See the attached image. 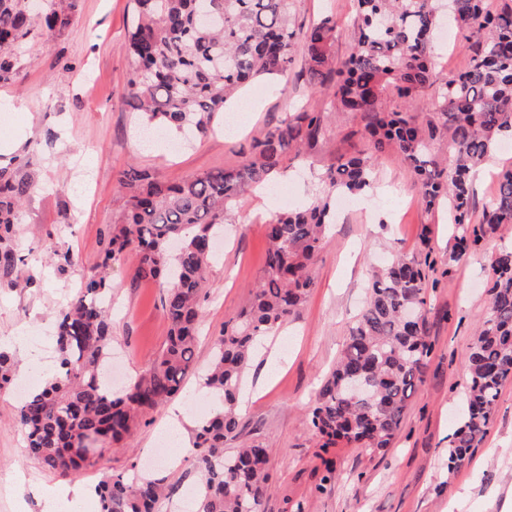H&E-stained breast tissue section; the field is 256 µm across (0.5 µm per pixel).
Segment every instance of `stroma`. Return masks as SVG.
<instances>
[{
  "mask_svg": "<svg viewBox=\"0 0 512 512\" xmlns=\"http://www.w3.org/2000/svg\"><path fill=\"white\" fill-rule=\"evenodd\" d=\"M296 21L333 15L340 20L336 57L355 46L354 0H290ZM132 0H79L64 33L28 42L17 50L23 66L0 83V102L22 104L0 112V143L18 130L19 149L0 153V163L26 155L35 188L22 206L15 248L25 273L21 289L0 281V336L37 337L43 357L54 358V318L100 263L107 236L121 219L119 177L134 167L161 182H174L217 168H236L253 139L274 129L285 114L326 110L328 133L285 162L265 205L254 188L233 203L224 247L212 262L202 304L196 364L205 368L224 323L248 305L265 267L264 224L306 202L318 177L339 157L367 151L363 124L349 112L330 111L333 88H311L293 67L287 81L260 79L242 89L239 130L216 128L187 142L163 138L140 144L134 115L124 99L133 62L125 49ZM54 239L73 264L58 272L43 250ZM512 246V225L488 234L479 251L454 257V227L446 210H427L417 180L397 153H383L371 191L337 210L310 274L314 282L299 311L265 337L245 378L236 437L225 449L255 443L266 448L270 489L261 512H512V380L499 399L483 442L458 467L448 449L461 414L465 365L488 299L484 284L492 257ZM429 257L428 302L423 310L433 345L422 383L414 392L391 448L375 453L336 445L323 449L310 423L324 376L334 366L366 299L372 273L391 255ZM138 260L126 254L112 267L113 377L124 381L146 370L166 342L161 282L136 278ZM13 392L0 393V512H39L35 491L63 479L30 457L16 421ZM167 407L144 415L124 447L104 450L102 468L122 472L159 446ZM334 469L329 483L321 478ZM180 501L199 476L191 454L171 455L155 469Z\"/></svg>",
  "mask_w": 512,
  "mask_h": 512,
  "instance_id": "1",
  "label": "stroma"
}]
</instances>
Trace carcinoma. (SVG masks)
Listing matches in <instances>:
<instances>
[{"label":"carcinoma","instance_id":"carcinoma-1","mask_svg":"<svg viewBox=\"0 0 512 512\" xmlns=\"http://www.w3.org/2000/svg\"><path fill=\"white\" fill-rule=\"evenodd\" d=\"M357 39L337 65L338 21L328 15L296 27L289 0H133L128 50L136 63L128 83L130 106L147 126L205 136L224 117L241 85L260 75L284 77L301 45L310 83L335 86L331 109L364 122L369 150L341 157L321 176V194L264 224L266 261L261 280L239 317L224 323L208 369L198 373L196 350L204 273L213 241L230 203L244 188L269 181L290 156H299L327 133L325 114L304 110L254 139L238 169H218L172 184L145 171L123 172L125 202L112 225L97 269L60 312L57 365L17 406L28 454L62 477L95 469L98 512H156L165 496L161 480L98 467L85 449L128 437L139 418L181 395L191 375L218 391L224 408L200 419L193 432L194 465L203 475L192 512H261L268 491L267 452L259 446L224 450L237 433L238 398L246 367L261 337L276 331L313 287L309 269L336 221L331 200L371 189L377 155L394 150L417 179L422 204L437 208L449 197L455 253L479 246L485 235L512 224V168L479 223L472 222L473 175L505 138L512 139V0H355ZM450 6L465 32L469 63L439 79L433 72V33ZM77 0H46L29 11L28 0H0V81L19 74L14 47L59 35L72 24ZM434 88L439 111L427 118L390 107ZM446 137L453 158L442 165L432 141ZM0 165V278L12 287L20 276L12 242L20 205L31 194L28 167ZM138 256L135 276L166 280L165 345L144 373L122 389L105 383L112 359V320L104 299L112 294L107 270L126 252ZM427 262L394 256L370 281L368 299L349 330L335 368L323 380L310 422L330 448L343 440L362 448H388L400 431L415 385L432 352L426 320L403 321L405 309L427 303ZM489 305L466 364L465 409L450 441L448 467L482 443L505 383L512 379V248L491 264ZM13 356L0 350V389L14 376Z\"/></svg>","mask_w":512,"mask_h":512}]
</instances>
